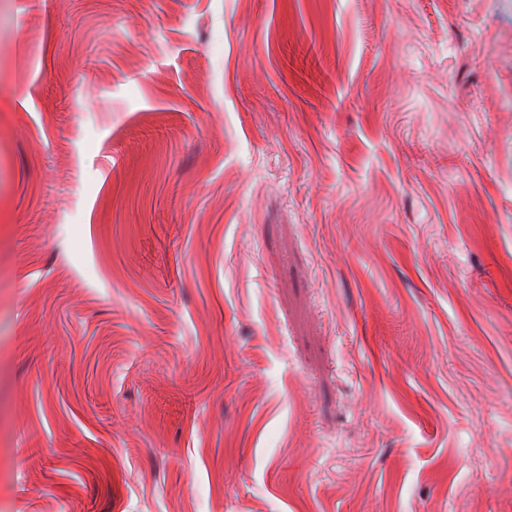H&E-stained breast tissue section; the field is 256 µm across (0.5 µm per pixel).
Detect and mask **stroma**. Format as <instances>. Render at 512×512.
<instances>
[{
    "label": "stroma",
    "instance_id": "stroma-1",
    "mask_svg": "<svg viewBox=\"0 0 512 512\" xmlns=\"http://www.w3.org/2000/svg\"><path fill=\"white\" fill-rule=\"evenodd\" d=\"M0 512H512V0H0Z\"/></svg>",
    "mask_w": 512,
    "mask_h": 512
}]
</instances>
